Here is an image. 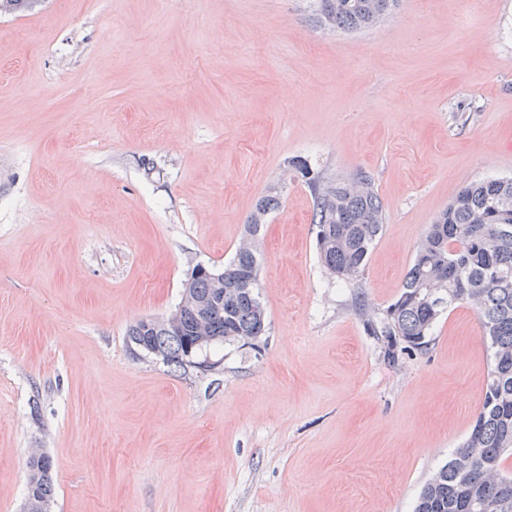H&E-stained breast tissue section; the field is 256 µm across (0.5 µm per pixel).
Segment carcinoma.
I'll return each instance as SVG.
<instances>
[{"label":"carcinoma","mask_w":512,"mask_h":512,"mask_svg":"<svg viewBox=\"0 0 512 512\" xmlns=\"http://www.w3.org/2000/svg\"><path fill=\"white\" fill-rule=\"evenodd\" d=\"M395 0H317L320 19L340 31L370 28L392 10ZM314 197L312 223L317 228L319 259L349 282L362 274L384 226L385 214L372 178L360 173L348 180H326L307 163L299 165ZM280 204L273 188L246 221L245 235L257 237L260 225ZM261 253L237 248L224 265V316L213 315L204 327L208 346L224 342L231 332L254 336L266 321L259 289L241 282L259 277ZM216 289L206 274L183 283L177 305L179 328L165 320L142 323L127 332L129 343L150 336L168 364L195 341L194 327L203 305ZM455 304L473 309L491 359L484 401L471 432L423 487L415 512H512V474L504 461L512 456V179H487L459 188L448 207L428 226L401 291L375 319L365 299L358 312L371 335L395 357L397 344L421 349L440 313ZM27 494L23 512H46L55 497L54 461L35 449L27 460Z\"/></svg>","instance_id":"cac0c4a2"}]
</instances>
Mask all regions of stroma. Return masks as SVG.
<instances>
[{
  "label": "stroma",
  "instance_id": "1",
  "mask_svg": "<svg viewBox=\"0 0 512 512\" xmlns=\"http://www.w3.org/2000/svg\"><path fill=\"white\" fill-rule=\"evenodd\" d=\"M369 174L358 278L317 253L313 196ZM512 178V0H397L341 32L314 0H38L0 16V512L27 457L50 512H414L491 369L468 306L387 357L356 309L397 297L463 183ZM257 345L182 372L126 331L234 254L270 188ZM39 398L41 418L29 402ZM28 478L27 494L23 512H48L55 497L53 481L54 461L47 453L35 449L27 460Z\"/></svg>",
  "mask_w": 512,
  "mask_h": 512
}]
</instances>
